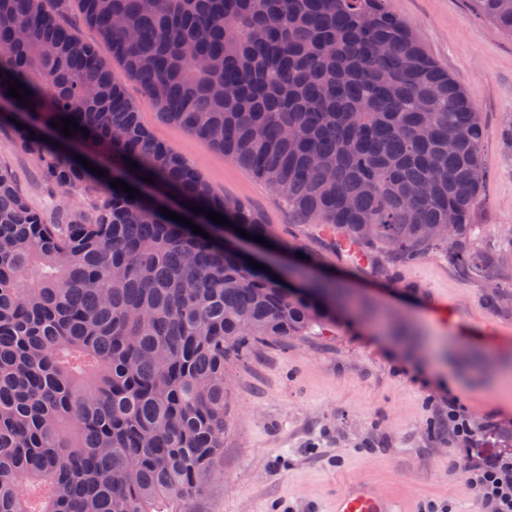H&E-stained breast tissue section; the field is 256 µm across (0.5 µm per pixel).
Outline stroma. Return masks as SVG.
<instances>
[{
    "instance_id": "obj_1",
    "label": "stroma",
    "mask_w": 512,
    "mask_h": 512,
    "mask_svg": "<svg viewBox=\"0 0 512 512\" xmlns=\"http://www.w3.org/2000/svg\"><path fill=\"white\" fill-rule=\"evenodd\" d=\"M427 52L470 94L484 127L485 188L471 222L472 249L490 258L496 283L461 270L445 248L385 281L323 247L319 225L223 152L162 121L150 98L127 83L143 124L186 158L217 193L245 201L288 243L320 251L321 269L345 281L351 314L325 335L273 339L224 364V460L217 491L195 512H329L349 480L365 478L405 499L410 512H478L467 476L450 466L459 448L512 454V364L479 329L429 315L420 286L445 289L477 320L512 325V37L469 0H386ZM29 205L53 217L59 197L38 161L0 131ZM466 409L471 440L448 425V400Z\"/></svg>"
}]
</instances>
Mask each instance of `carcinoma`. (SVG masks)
<instances>
[{"label": "carcinoma", "instance_id": "1", "mask_svg": "<svg viewBox=\"0 0 512 512\" xmlns=\"http://www.w3.org/2000/svg\"><path fill=\"white\" fill-rule=\"evenodd\" d=\"M78 2L121 73L64 21L71 0H0V129L62 199L46 218L0 159V512H161L218 486L224 361L334 328L352 297L332 276L292 290L225 248L224 226L189 205L282 245L153 136L126 82L301 221L388 248L390 279L446 232L454 261L488 272L469 246L484 130L385 0ZM472 2L512 34V0ZM15 80L30 104L8 95ZM62 117L89 135L64 136Z\"/></svg>", "mask_w": 512, "mask_h": 512}]
</instances>
